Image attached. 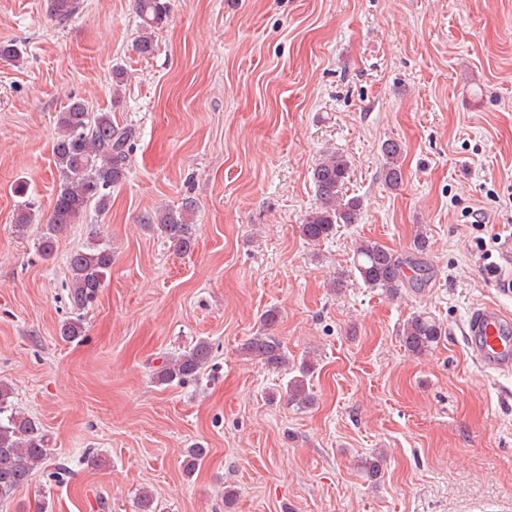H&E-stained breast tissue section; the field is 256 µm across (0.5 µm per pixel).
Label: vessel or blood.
<instances>
[{
    "label": "vessel or blood",
    "instance_id": "1",
    "mask_svg": "<svg viewBox=\"0 0 512 512\" xmlns=\"http://www.w3.org/2000/svg\"><path fill=\"white\" fill-rule=\"evenodd\" d=\"M472 360L484 371L512 372V319L500 308L486 305L473 311L464 327Z\"/></svg>",
    "mask_w": 512,
    "mask_h": 512
}]
</instances>
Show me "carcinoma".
<instances>
[{
    "label": "carcinoma",
    "instance_id": "carcinoma-1",
    "mask_svg": "<svg viewBox=\"0 0 512 512\" xmlns=\"http://www.w3.org/2000/svg\"><path fill=\"white\" fill-rule=\"evenodd\" d=\"M79 8V0H48V10L58 22L68 21ZM140 36L136 50L141 55L154 52L152 31L167 17L166 0H135ZM58 136L53 143V158L58 173L53 212L38 240L42 256L54 255L57 238L92 204L108 209L111 190L125 179L136 132L112 122L108 112H91L82 98L73 97L57 115ZM385 159L383 177L387 185L396 188L402 180L400 159L402 146L388 141L382 146ZM351 161L338 153L326 154L312 171L316 205L299 225L300 235L319 242L336 232L339 224H355L361 211V200L346 197L344 185L349 178ZM194 205L187 201L179 209L160 208L148 211L141 223L148 224L184 253L194 246ZM70 272L71 300L78 311L88 308L103 287L112 268V251L106 245L77 250L67 260ZM353 268L367 288L379 289L394 296L409 280L407 271L421 270L420 259H405L377 242L362 240L353 250ZM444 333L443 326L426 312H416L402 326V341L414 355L428 353ZM246 350L279 367L286 362L282 342L267 332L248 340ZM212 357V346L198 340L189 350L163 361L156 372L162 385L182 384L204 372ZM308 368L288 383L290 399L300 405L309 402ZM42 468L48 477L63 479L74 475L67 464L54 459L41 422L18 411L13 404L10 386L0 383V499L11 496L27 484L33 470Z\"/></svg>",
    "mask_w": 512,
    "mask_h": 512
}]
</instances>
